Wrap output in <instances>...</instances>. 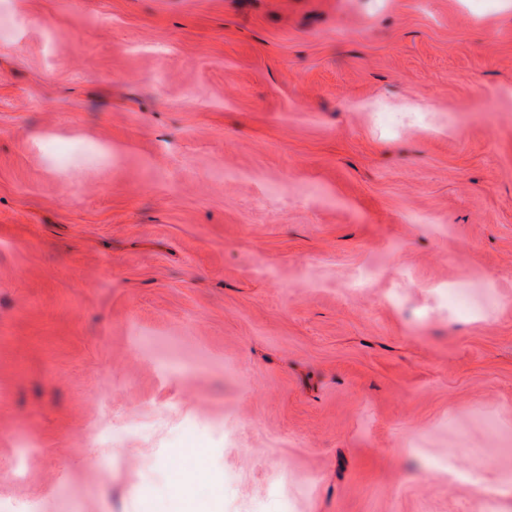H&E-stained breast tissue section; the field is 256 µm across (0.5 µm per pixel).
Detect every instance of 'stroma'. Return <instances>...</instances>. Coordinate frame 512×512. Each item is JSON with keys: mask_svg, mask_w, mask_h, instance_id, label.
Segmentation results:
<instances>
[{"mask_svg": "<svg viewBox=\"0 0 512 512\" xmlns=\"http://www.w3.org/2000/svg\"><path fill=\"white\" fill-rule=\"evenodd\" d=\"M511 87L512 0H0V505L512 512Z\"/></svg>", "mask_w": 512, "mask_h": 512, "instance_id": "35a3bbf8", "label": "stroma"}]
</instances>
